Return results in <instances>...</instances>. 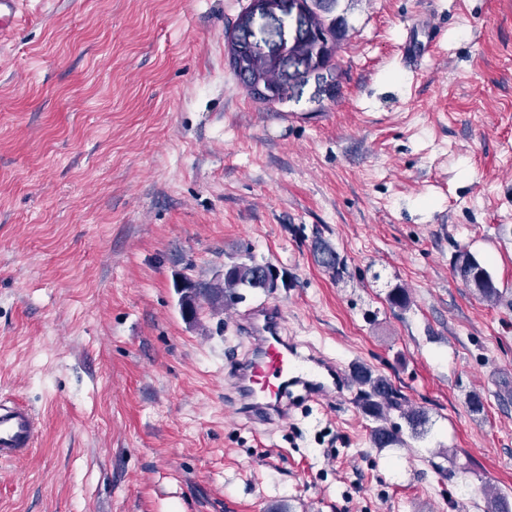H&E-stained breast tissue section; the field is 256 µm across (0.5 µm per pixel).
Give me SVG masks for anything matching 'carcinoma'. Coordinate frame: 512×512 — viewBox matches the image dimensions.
Segmentation results:
<instances>
[{
  "label": "carcinoma",
  "mask_w": 512,
  "mask_h": 512,
  "mask_svg": "<svg viewBox=\"0 0 512 512\" xmlns=\"http://www.w3.org/2000/svg\"><path fill=\"white\" fill-rule=\"evenodd\" d=\"M314 251L320 266L336 274L340 273V259L336 250L327 242L319 240ZM261 264L248 257L224 266V283H202L190 278L185 279L181 288V303L184 312L194 315L201 301L213 304L223 302L224 294L236 288H251L269 291L260 275ZM454 270L466 285L476 290L485 300L492 302L499 296L498 288L486 266L471 252L462 251L457 255ZM355 381L359 386L357 404L362 414L372 421L370 442L375 448H404L407 439L420 440L425 436L428 421L425 410L406 405L405 398L392 387L390 381L374 374L367 367L355 372ZM405 420L409 434H404L401 424L390 419L391 412Z\"/></svg>",
  "instance_id": "cac0c4a2"
}]
</instances>
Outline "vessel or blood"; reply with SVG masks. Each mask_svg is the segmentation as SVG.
<instances>
[{
	"label": "vessel or blood",
	"mask_w": 512,
	"mask_h": 512,
	"mask_svg": "<svg viewBox=\"0 0 512 512\" xmlns=\"http://www.w3.org/2000/svg\"><path fill=\"white\" fill-rule=\"evenodd\" d=\"M27 0H0V40L17 32L27 18ZM247 351L238 356L234 375L236 400L257 423L287 415L284 400L301 387L308 399L343 395L350 380L323 354H305L281 334L282 310L266 302L245 317ZM37 420L32 408L17 398H0V458L17 457L34 445Z\"/></svg>",
	"instance_id": "1"
}]
</instances>
